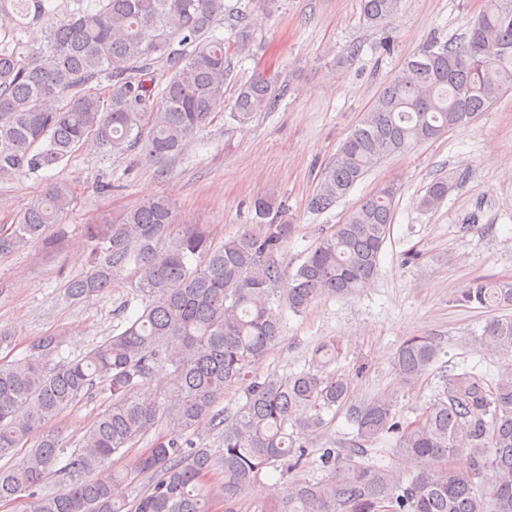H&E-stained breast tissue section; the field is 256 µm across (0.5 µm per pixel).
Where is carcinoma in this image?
Here are the masks:
<instances>
[{
    "mask_svg": "<svg viewBox=\"0 0 512 512\" xmlns=\"http://www.w3.org/2000/svg\"><path fill=\"white\" fill-rule=\"evenodd\" d=\"M50 2L0 0L1 180L52 168L92 145L137 154L163 181L169 160L215 119L226 115L244 126L276 103L277 79L265 71L226 96L233 56L246 49L250 30L241 13L234 42L215 35L224 0H97L96 8L77 10L38 39L18 38L32 33ZM398 7L399 0H360L371 27L385 25ZM511 88L512 0H486L466 41L427 43L385 84L342 143L309 209H330L378 163L470 123ZM455 186L451 178L434 179L420 206L438 208ZM396 192L392 183L383 186L321 237L283 297L276 285L294 225L271 194L257 197L253 208L258 219L273 220L246 226L219 246L198 228L173 232V205L164 196L89 225L94 266L66 284L67 296L102 293L131 265L143 310L81 358L50 366L62 340L41 336L23 358L0 365V459L94 387L112 396L70 455L46 433L18 463L0 466V502L21 497L22 512H212L219 494L224 512H240L246 487L278 468L281 477L294 478L254 512H512L511 367L491 381L466 370L440 375L436 399L413 420L394 412L393 392L349 403L348 379L327 371L341 354L334 339L320 342L298 372L254 373L280 340L282 307L302 313L317 300L371 286ZM73 201L67 182L46 185L17 223L0 228V252L41 238ZM457 301L512 306V282L477 278ZM481 340L512 357V318L488 321ZM439 355L436 340L413 336L392 367L414 383ZM159 371L169 373L172 391L161 402L141 399L138 390ZM232 387L243 403L219 407ZM345 405L356 428L348 446L313 448L325 414ZM164 416L177 433L141 453L135 470L104 471ZM202 426L217 431L219 447L187 436ZM387 436L405 469L367 459L368 446ZM308 468L322 477L297 476ZM214 470L222 474L217 488L204 482ZM54 472L69 483L45 494ZM142 477L143 489L128 501L123 489Z\"/></svg>",
    "mask_w": 512,
    "mask_h": 512,
    "instance_id": "carcinoma-1",
    "label": "carcinoma"
}]
</instances>
